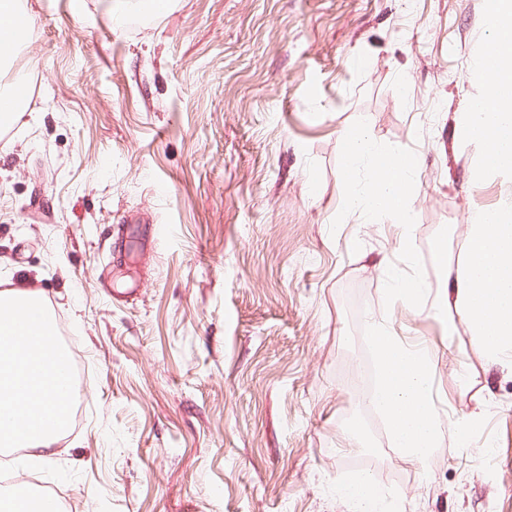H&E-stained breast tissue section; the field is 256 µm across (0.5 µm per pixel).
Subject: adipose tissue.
Instances as JSON below:
<instances>
[{
  "label": "adipose tissue",
  "instance_id": "obj_1",
  "mask_svg": "<svg viewBox=\"0 0 512 512\" xmlns=\"http://www.w3.org/2000/svg\"><path fill=\"white\" fill-rule=\"evenodd\" d=\"M490 29L500 53L483 65L484 83L461 119L464 142L482 149L484 169H512V0H496ZM411 156L381 147L363 129L346 143L344 175L350 209L368 220L386 218L408 245L414 223ZM465 259L448 274L446 297L461 308L484 359L512 366V202L476 209L468 218ZM379 383L367 400L387 419L393 439L414 463L440 447L444 425L431 387L433 368L406 345L387 320L373 323ZM74 387L56 343L47 304L20 288L0 290V447L34 450L47 461L69 424Z\"/></svg>",
  "mask_w": 512,
  "mask_h": 512
}]
</instances>
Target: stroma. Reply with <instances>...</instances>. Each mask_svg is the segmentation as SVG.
<instances>
[{
    "label": "stroma",
    "instance_id": "1",
    "mask_svg": "<svg viewBox=\"0 0 512 512\" xmlns=\"http://www.w3.org/2000/svg\"><path fill=\"white\" fill-rule=\"evenodd\" d=\"M21 3L0 286L62 320L83 415L52 463L0 466L62 512H351L356 478L387 512H512V368L442 301L469 213L512 199V171L475 180L459 136L493 43L485 0H169L135 30L107 0ZM359 128L418 161L413 310L385 295L397 225L348 207ZM373 317L435 368L445 433L424 463L386 426L354 434L374 412Z\"/></svg>",
    "mask_w": 512,
    "mask_h": 512
}]
</instances>
